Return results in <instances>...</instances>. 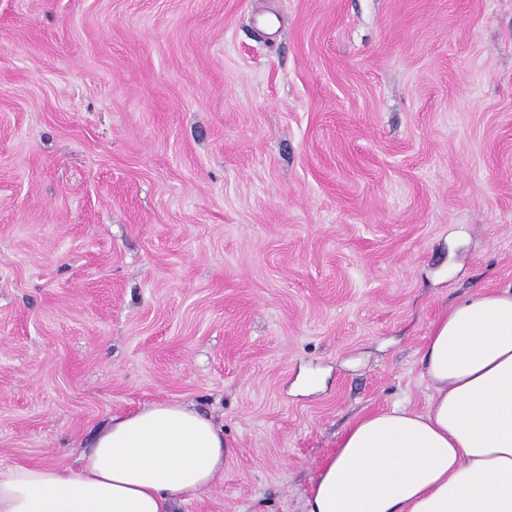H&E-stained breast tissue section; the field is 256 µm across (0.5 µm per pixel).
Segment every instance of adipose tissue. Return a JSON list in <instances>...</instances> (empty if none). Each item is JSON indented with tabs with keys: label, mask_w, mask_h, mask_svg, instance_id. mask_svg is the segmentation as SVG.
Wrapping results in <instances>:
<instances>
[{
	"label": "adipose tissue",
	"mask_w": 512,
	"mask_h": 512,
	"mask_svg": "<svg viewBox=\"0 0 512 512\" xmlns=\"http://www.w3.org/2000/svg\"><path fill=\"white\" fill-rule=\"evenodd\" d=\"M430 391L357 417L304 512H512V285L452 306L426 339ZM230 449L178 402L110 417L78 464L0 458V512H172L206 493Z\"/></svg>",
	"instance_id": "1"
}]
</instances>
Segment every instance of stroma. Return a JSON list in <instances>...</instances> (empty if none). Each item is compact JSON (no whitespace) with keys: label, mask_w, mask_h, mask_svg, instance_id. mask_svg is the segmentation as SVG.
Segmentation results:
<instances>
[{"label":"stroma","mask_w":512,"mask_h":512,"mask_svg":"<svg viewBox=\"0 0 512 512\" xmlns=\"http://www.w3.org/2000/svg\"><path fill=\"white\" fill-rule=\"evenodd\" d=\"M512 284V0H0V457L179 401L231 455L173 512H304Z\"/></svg>","instance_id":"stroma-1"}]
</instances>
